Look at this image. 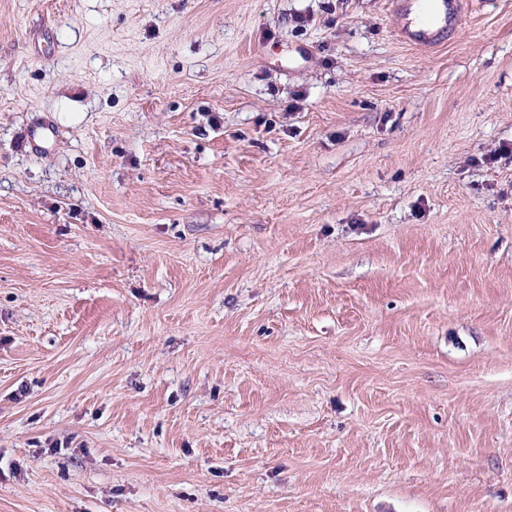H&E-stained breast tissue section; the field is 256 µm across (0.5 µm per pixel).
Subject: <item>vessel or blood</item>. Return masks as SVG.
<instances>
[{
	"label": "vessel or blood",
	"instance_id": "obj_1",
	"mask_svg": "<svg viewBox=\"0 0 512 512\" xmlns=\"http://www.w3.org/2000/svg\"><path fill=\"white\" fill-rule=\"evenodd\" d=\"M394 13L405 22L400 41L414 48H433L443 35L455 34L464 21L469 0H392Z\"/></svg>",
	"mask_w": 512,
	"mask_h": 512
}]
</instances>
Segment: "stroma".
I'll list each match as a JSON object with an SVG mask.
<instances>
[{
  "instance_id": "obj_1",
  "label": "stroma",
  "mask_w": 512,
  "mask_h": 512,
  "mask_svg": "<svg viewBox=\"0 0 512 512\" xmlns=\"http://www.w3.org/2000/svg\"><path fill=\"white\" fill-rule=\"evenodd\" d=\"M395 26L0 0V512H512V0ZM468 0H393V12L406 27L398 28L397 38L412 48H433L459 31L464 21Z\"/></svg>"
}]
</instances>
